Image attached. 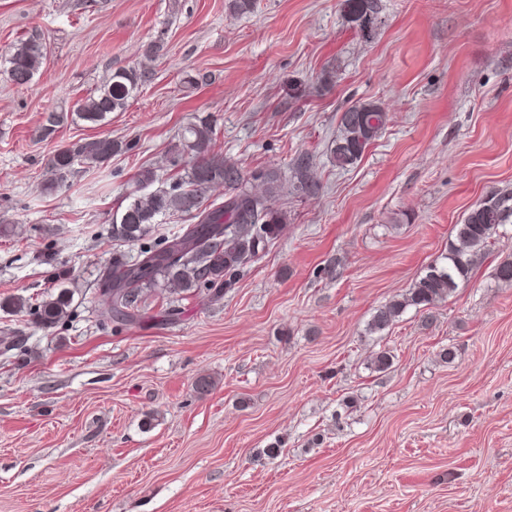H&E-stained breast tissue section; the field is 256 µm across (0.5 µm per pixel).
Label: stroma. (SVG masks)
I'll return each instance as SVG.
<instances>
[{
    "label": "stroma",
    "instance_id": "35a3bbf8",
    "mask_svg": "<svg viewBox=\"0 0 512 512\" xmlns=\"http://www.w3.org/2000/svg\"><path fill=\"white\" fill-rule=\"evenodd\" d=\"M380 4L366 36L343 0H0V55L47 46L30 86L0 74V302H40L63 270L78 286L52 329L0 310L18 344L0 352V512H512V285L493 277L512 220L445 301L367 331L471 208L512 194V0ZM131 67L126 111L41 136ZM359 101L389 121L342 170L327 146ZM199 118L247 175L292 179L309 154L320 190L284 192L287 224L223 296L158 291L100 323V274L137 254L112 213L141 168L180 176L177 132ZM103 136L137 145L42 192L60 145Z\"/></svg>",
    "mask_w": 512,
    "mask_h": 512
}]
</instances>
